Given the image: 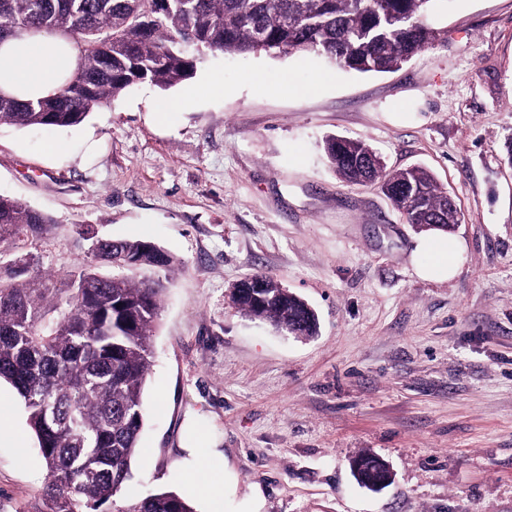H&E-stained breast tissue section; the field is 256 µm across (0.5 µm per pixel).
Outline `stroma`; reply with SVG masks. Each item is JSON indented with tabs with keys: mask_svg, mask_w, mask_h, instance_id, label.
<instances>
[{
	"mask_svg": "<svg viewBox=\"0 0 512 512\" xmlns=\"http://www.w3.org/2000/svg\"><path fill=\"white\" fill-rule=\"evenodd\" d=\"M430 23L438 40L392 73L214 53L78 127H0V194L51 219L41 271L63 279L89 260L87 225L180 262L125 498L181 491L194 413L264 512H512V0H441ZM213 79L223 93L204 92ZM186 93L184 111H158ZM330 135L363 141L386 170L425 167L453 196L452 278L417 276V231L378 187L329 168ZM257 274L306 300L318 335L243 315L229 289ZM1 413L25 435L0 442V512H39L44 463L5 382ZM364 452L387 461L389 487L357 483Z\"/></svg>",
	"mask_w": 512,
	"mask_h": 512,
	"instance_id": "35a3bbf8",
	"label": "stroma"
}]
</instances>
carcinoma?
I'll return each instance as SVG.
<instances>
[{"label": "carcinoma", "mask_w": 512, "mask_h": 512, "mask_svg": "<svg viewBox=\"0 0 512 512\" xmlns=\"http://www.w3.org/2000/svg\"><path fill=\"white\" fill-rule=\"evenodd\" d=\"M436 0H0V29L61 36L79 66L59 90L37 99L0 94V125L65 129L84 123L127 88L168 89L191 78L208 53H307L341 70L387 73L437 38L423 17ZM325 154L352 184L377 183L391 205L418 230L451 234L460 223L448 192L424 168L388 172L370 164L360 140L332 136ZM44 214L0 195V382L22 401L47 471L39 512H194L173 491L130 503L120 499L140 454L147 418L145 390L161 308V280L106 276L97 265L169 271L176 260L141 239H107L77 274L57 285L35 269L28 229ZM262 282L257 300L250 282ZM232 296L243 314L288 325L304 338L318 316L277 280L255 275ZM354 472L375 490L387 462L364 452Z\"/></svg>", "instance_id": "cac0c4a2"}]
</instances>
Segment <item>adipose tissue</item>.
Wrapping results in <instances>:
<instances>
[{"mask_svg":"<svg viewBox=\"0 0 512 512\" xmlns=\"http://www.w3.org/2000/svg\"><path fill=\"white\" fill-rule=\"evenodd\" d=\"M79 63L77 50L62 37L21 34L0 42V94L35 99L56 92L63 76L73 73ZM461 244L453 236L431 232L415 242L412 263L423 278L445 280L453 275ZM197 416L184 423L182 455L176 471L186 479L191 494L208 498L219 493L224 499L236 497V482L230 468L205 467L202 451L217 455L218 441L203 432Z\"/></svg>","mask_w":512,"mask_h":512,"instance_id":"1","label":"adipose tissue"}]
</instances>
